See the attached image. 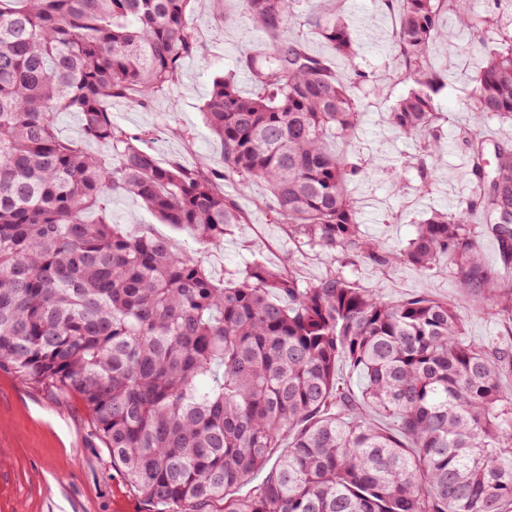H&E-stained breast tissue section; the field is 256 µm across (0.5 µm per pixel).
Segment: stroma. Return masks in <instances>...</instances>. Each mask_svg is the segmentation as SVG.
<instances>
[{"label":"stroma","instance_id":"stroma-1","mask_svg":"<svg viewBox=\"0 0 512 512\" xmlns=\"http://www.w3.org/2000/svg\"><path fill=\"white\" fill-rule=\"evenodd\" d=\"M319 11H339L356 33L360 47L354 61L333 60L341 79L361 70L375 77L378 89L362 96L363 119L355 135L330 139L339 154L366 164L368 176L352 184L351 195L362 219V230L387 250L402 248L416 225L434 208L455 205L472 195L468 142L472 139L512 142V124L473 111L469 93L483 48L455 17L442 16L450 50H439L433 63L448 74V84L436 98L441 114L438 132L446 149L441 162L424 172L425 158L409 141L396 138L388 124V109L407 90L395 81L399 67L394 35L397 9L386 0H321ZM191 36L205 48L204 55L186 58L178 81L148 104L126 98L113 99L112 120L129 134L142 137L145 149L162 164L194 166L205 162L218 167L223 148L202 113L215 77L235 71L243 93H254L249 74L237 60L261 34L242 12L241 0H194ZM428 192H421V184ZM245 216L223 245L208 253L205 265L215 281L225 273L254 261L271 266L292 260L301 279L312 282L333 264L318 248L289 240L283 225L274 223L262 204L264 185L238 192L224 183ZM114 223L130 229L145 225L172 236L179 250L194 253L198 244L187 232H172L131 195L108 198ZM349 280L362 288H377L396 300L427 293L453 300L458 306L469 341L485 346L511 345L512 328L497 316L476 313L459 293L451 273L432 276L404 264L378 267L357 262L343 267ZM0 512H150L112 466V457L94 436L89 413L75 397H59L0 368Z\"/></svg>","mask_w":512,"mask_h":512}]
</instances>
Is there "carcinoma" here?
Instances as JSON below:
<instances>
[{
    "instance_id": "cac0c4a2",
    "label": "carcinoma",
    "mask_w": 512,
    "mask_h": 512,
    "mask_svg": "<svg viewBox=\"0 0 512 512\" xmlns=\"http://www.w3.org/2000/svg\"><path fill=\"white\" fill-rule=\"evenodd\" d=\"M393 1L394 78L408 84L389 107L397 135L441 160L435 96L447 74L431 58L443 13L484 49L474 110L512 122V33L502 27L512 0L483 15L469 0ZM191 2L0 0V368L79 398L112 465L159 512L220 501L222 512H512V388L501 384L512 348L466 341L455 302L389 300L334 268L304 284L291 263L253 262L217 283L202 257L113 223L104 204L133 194L204 253L245 223L222 184L261 183L289 239L342 263L447 266L475 309L511 325L512 145H495L487 169L484 143L471 140L472 199L383 249L350 195L365 166L325 147L360 126L354 89L375 80L358 71L345 83L304 44L312 35L350 61L352 29L323 18L318 0L301 13L297 0H241L272 39L241 62L256 93L227 73L205 102L224 166H164L112 122L109 103H145L202 52L188 32ZM62 112L79 115L98 152L57 135ZM485 236L502 267L484 262ZM339 362L363 376L360 396L336 378ZM261 472L247 497L231 494Z\"/></svg>"
}]
</instances>
